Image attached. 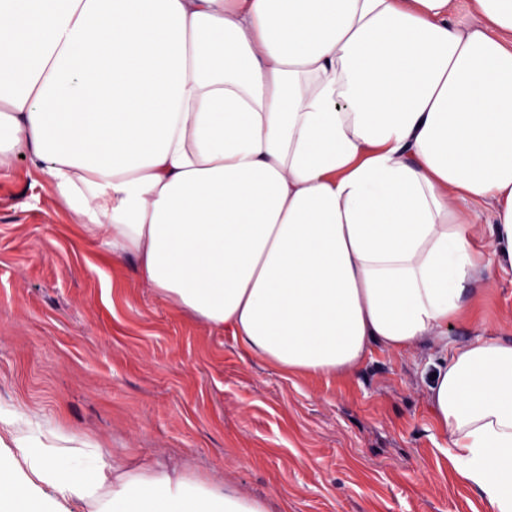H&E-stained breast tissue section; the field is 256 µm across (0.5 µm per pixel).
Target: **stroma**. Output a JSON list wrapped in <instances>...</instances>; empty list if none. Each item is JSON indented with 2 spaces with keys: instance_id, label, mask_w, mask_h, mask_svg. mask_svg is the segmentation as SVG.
I'll list each match as a JSON object with an SVG mask.
<instances>
[{
  "instance_id": "35a3bbf8",
  "label": "stroma",
  "mask_w": 512,
  "mask_h": 512,
  "mask_svg": "<svg viewBox=\"0 0 512 512\" xmlns=\"http://www.w3.org/2000/svg\"><path fill=\"white\" fill-rule=\"evenodd\" d=\"M484 258L491 276L468 285L449 340H512V268ZM432 352L374 347L346 377L283 373L91 242L27 159L0 171V401L128 471L178 462L271 512H488L448 462Z\"/></svg>"
}]
</instances>
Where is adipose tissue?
<instances>
[{"label":"adipose tissue","mask_w":512,"mask_h":512,"mask_svg":"<svg viewBox=\"0 0 512 512\" xmlns=\"http://www.w3.org/2000/svg\"><path fill=\"white\" fill-rule=\"evenodd\" d=\"M21 155L269 365L339 377L434 344L448 459L512 512V342L448 343L488 272L473 240L512 264V0H0V170ZM25 416L0 402V512L106 485V512H270Z\"/></svg>","instance_id":"adipose-tissue-1"}]
</instances>
